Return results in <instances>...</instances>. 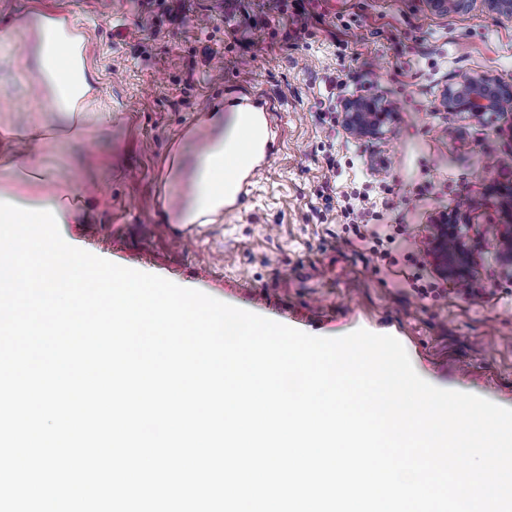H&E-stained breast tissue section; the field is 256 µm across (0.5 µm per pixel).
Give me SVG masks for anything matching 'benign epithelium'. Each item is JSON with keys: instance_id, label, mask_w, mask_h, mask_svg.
Instances as JSON below:
<instances>
[{"instance_id": "7a95c632", "label": "benign epithelium", "mask_w": 512, "mask_h": 512, "mask_svg": "<svg viewBox=\"0 0 512 512\" xmlns=\"http://www.w3.org/2000/svg\"><path fill=\"white\" fill-rule=\"evenodd\" d=\"M476 0H427L433 12L467 11ZM490 10L512 22V0H482ZM441 103L450 112H512V84L493 74L475 72L447 84ZM390 107L378 98L355 96L342 105L341 120L347 134L355 139H376L391 131ZM498 255L501 262L512 265V224L497 225ZM433 250L442 271L455 284L469 287L473 254L468 226L455 217L439 220Z\"/></svg>"}]
</instances>
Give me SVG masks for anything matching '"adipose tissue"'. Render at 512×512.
Returning a JSON list of instances; mask_svg holds the SVG:
<instances>
[{"mask_svg":"<svg viewBox=\"0 0 512 512\" xmlns=\"http://www.w3.org/2000/svg\"><path fill=\"white\" fill-rule=\"evenodd\" d=\"M27 30L31 41L22 59L23 71L37 95L43 96L50 111L65 116L75 124L99 121L97 90L88 49V40L75 21L53 9L49 0H33L20 16H0V47L10 49L18 30ZM213 154L196 153L197 177L192 182L188 212L176 215L175 223H193L195 216L217 214L224 206V161L222 153L234 150L237 137L215 135L211 139ZM83 192L92 196L91 188L70 183L65 192H7V199L31 207L53 206L66 224H86L88 213L74 210L65 202L66 194Z\"/></svg>","mask_w":512,"mask_h":512,"instance_id":"ef3b65f1","label":"adipose tissue"}]
</instances>
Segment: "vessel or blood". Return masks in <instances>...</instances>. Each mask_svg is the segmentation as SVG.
<instances>
[{
    "label": "vessel or blood",
    "mask_w": 512,
    "mask_h": 512,
    "mask_svg": "<svg viewBox=\"0 0 512 512\" xmlns=\"http://www.w3.org/2000/svg\"><path fill=\"white\" fill-rule=\"evenodd\" d=\"M224 109L240 116L243 124L240 145L224 157V207L221 214L228 217L243 211L254 183L274 156L275 113L270 98L236 84L224 87Z\"/></svg>",
    "instance_id": "1"
}]
</instances>
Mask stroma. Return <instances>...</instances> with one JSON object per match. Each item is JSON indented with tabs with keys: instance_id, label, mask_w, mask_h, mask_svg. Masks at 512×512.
I'll use <instances>...</instances> for the list:
<instances>
[{
	"instance_id": "stroma-1",
	"label": "stroma",
	"mask_w": 512,
	"mask_h": 512,
	"mask_svg": "<svg viewBox=\"0 0 512 512\" xmlns=\"http://www.w3.org/2000/svg\"><path fill=\"white\" fill-rule=\"evenodd\" d=\"M53 2L90 39L112 126L70 132L1 57L0 125L50 123L41 161L56 185L77 176L95 188L89 223L60 227L68 244L314 336L392 335L431 384L512 407V267L495 232L512 213L490 192L512 182V116L440 105L463 73L512 82V22L482 0L449 14L427 0ZM228 82L271 98L281 135L243 212L194 228L187 250L166 213L185 201L196 148L214 133L196 115ZM357 95L392 107L393 135L344 131L342 104ZM175 142L177 183L163 175ZM350 204L405 238L369 252ZM447 213L470 226L467 289L431 251Z\"/></svg>"
}]
</instances>
